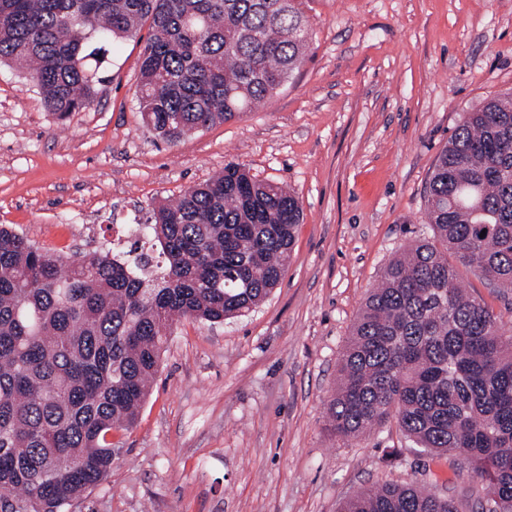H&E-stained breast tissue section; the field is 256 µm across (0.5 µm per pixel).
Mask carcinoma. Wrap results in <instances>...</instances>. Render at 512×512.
Segmentation results:
<instances>
[{"mask_svg":"<svg viewBox=\"0 0 512 512\" xmlns=\"http://www.w3.org/2000/svg\"><path fill=\"white\" fill-rule=\"evenodd\" d=\"M153 37L135 96L161 140L240 118L304 62L307 0H0V63L59 120L90 108L89 42ZM302 217L282 185L230 162L152 210L141 246L79 260L0 227V512H66L112 470L181 319L221 324L266 299ZM433 240L371 288L329 400L341 439L387 422L467 468L478 512H512V333L467 295L469 271L512 288V92L463 113L426 187ZM340 512H460L414 483L363 488Z\"/></svg>","mask_w":512,"mask_h":512,"instance_id":"cac0c4a2","label":"carcinoma"}]
</instances>
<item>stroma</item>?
<instances>
[{
  "label": "stroma",
  "instance_id": "1",
  "mask_svg": "<svg viewBox=\"0 0 512 512\" xmlns=\"http://www.w3.org/2000/svg\"><path fill=\"white\" fill-rule=\"evenodd\" d=\"M305 60L255 111L159 141L135 90L152 35L103 46L96 100L58 120L0 64V225L76 258L241 163L287 187L302 221L257 308L173 326L112 471L68 512H338L377 481L462 498L453 472L389 422L327 428L337 363L390 260L429 236L425 191L463 112L512 89V0H310ZM462 283L512 328V290Z\"/></svg>",
  "mask_w": 512,
  "mask_h": 512
}]
</instances>
